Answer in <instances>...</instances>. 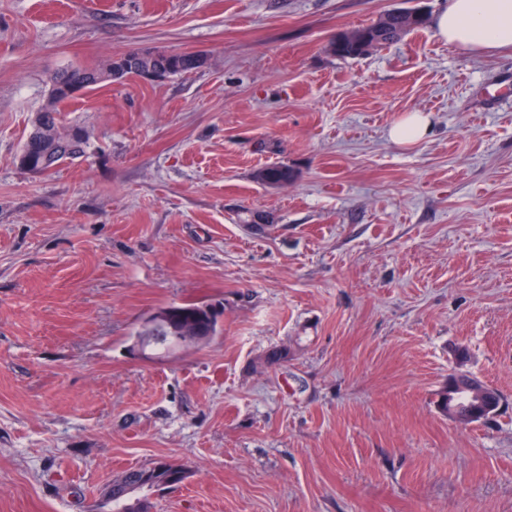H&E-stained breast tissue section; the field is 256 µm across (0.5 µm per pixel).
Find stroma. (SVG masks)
<instances>
[{
    "instance_id": "35a3bbf8",
    "label": "stroma",
    "mask_w": 512,
    "mask_h": 512,
    "mask_svg": "<svg viewBox=\"0 0 512 512\" xmlns=\"http://www.w3.org/2000/svg\"><path fill=\"white\" fill-rule=\"evenodd\" d=\"M447 4L0 0V512H110L102 487L159 460L188 478L150 512H512V52L431 25L329 50ZM129 50L208 62L80 92L86 155L21 170L50 75ZM183 302L221 333L133 354ZM461 345L489 423L437 406ZM386 14L388 19L386 25L382 28L378 27L377 21L359 27L370 41L371 52L399 41L410 32L422 29L428 22V17L421 20L422 13L419 8L391 9ZM371 52L362 54L353 48L344 47L339 50L338 54L335 53L334 55L341 59H357ZM430 120L428 116L420 112H412L391 129V139L400 144L412 143L422 139L429 131ZM255 178L261 184L276 186L291 181L294 178V172L285 165H272L258 170ZM173 305L178 312L177 319L173 325L175 329H180L182 321L187 319H192L197 326L201 324L204 327L210 325L211 318L216 319L214 313H208L210 307L216 308V306L211 303L188 302ZM173 318L174 309L170 305L160 307L151 313L142 323L140 331H137L132 351L145 355L147 349H153L158 345V342L169 337H176L179 342H182L183 336H179V334L178 336H160L163 333L173 331Z\"/></svg>"
}]
</instances>
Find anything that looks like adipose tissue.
I'll use <instances>...</instances> for the list:
<instances>
[{
  "label": "adipose tissue",
  "mask_w": 512,
  "mask_h": 512,
  "mask_svg": "<svg viewBox=\"0 0 512 512\" xmlns=\"http://www.w3.org/2000/svg\"><path fill=\"white\" fill-rule=\"evenodd\" d=\"M438 36L470 50H512V0H448L434 19Z\"/></svg>",
  "instance_id": "obj_1"
}]
</instances>
